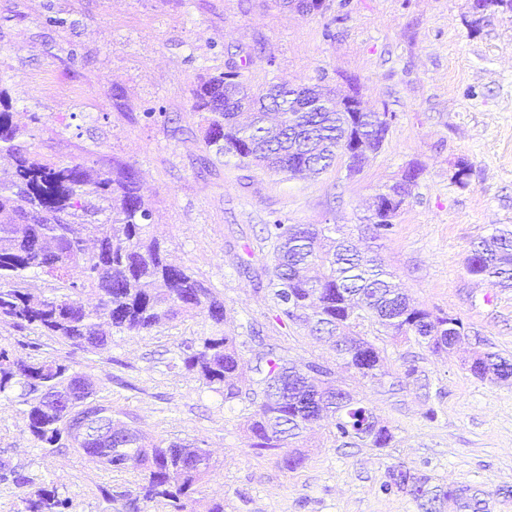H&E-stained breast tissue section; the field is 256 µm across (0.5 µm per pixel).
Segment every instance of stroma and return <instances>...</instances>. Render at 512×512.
I'll list each match as a JSON object with an SVG mask.
<instances>
[{
	"instance_id": "35a3bbf8",
	"label": "stroma",
	"mask_w": 512,
	"mask_h": 512,
	"mask_svg": "<svg viewBox=\"0 0 512 512\" xmlns=\"http://www.w3.org/2000/svg\"><path fill=\"white\" fill-rule=\"evenodd\" d=\"M327 4L302 16L279 0H0V86L46 158L137 171L170 262L204 279L224 300V330L246 338L244 373L270 344L296 364L328 366L337 387L390 426L389 447L341 446L323 420L300 441L306 461L296 470L256 454L244 430L249 403H225L176 364L182 344L212 331L200 314L145 336L113 333L104 350L0 321V346L40 340L44 355L67 360L151 442L204 441L214 468L201 499L225 512H421L411 497L380 490L398 462L489 493L491 512H512V494H503L512 491V380L479 379L465 366L485 349L512 359V289L466 268L473 242L512 230V11L479 13L473 0ZM231 61L256 90L281 81L357 87L365 108L393 115L382 149L360 173L348 174L341 156L308 179L205 162L191 90ZM461 162L470 166L462 183ZM411 168L421 171L416 186L391 231L374 237L373 196ZM277 220L345 227L412 302L461 319V345L434 355L367 321L360 334L380 349L386 374L354 378L329 342L276 320L259 275L272 257L263 227ZM410 364L418 378L406 382ZM0 466L56 488L75 512H108L103 490L138 483L132 469L40 451L22 405L4 398Z\"/></svg>"
}]
</instances>
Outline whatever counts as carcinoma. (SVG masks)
Listing matches in <instances>:
<instances>
[{
  "instance_id": "1",
  "label": "carcinoma",
  "mask_w": 512,
  "mask_h": 512,
  "mask_svg": "<svg viewBox=\"0 0 512 512\" xmlns=\"http://www.w3.org/2000/svg\"><path fill=\"white\" fill-rule=\"evenodd\" d=\"M192 108L203 118L202 142L215 158H234L241 166L261 163L276 174L302 178L330 168L336 155L355 139L369 151L381 148L387 134L360 112H339L334 90L318 84L290 88L272 83L255 94L237 71L222 72L192 89ZM11 102L0 89V155L12 160L0 170V320L67 344L104 349L112 331L140 335L166 320L192 314L208 316L215 331L186 344L178 361L204 384L254 407L245 426L248 447L272 451L277 463L293 471L305 462L296 446L308 427L329 414L335 440L345 446L389 447L390 427L351 392L332 385V372L311 361L300 368L269 349L247 379L240 372L245 342L221 329L224 299L188 269L169 263L165 249L150 234L151 211L139 192L137 174L126 165L112 173L81 162H55L33 150L26 129L13 122ZM413 170L401 198L377 213L372 226L386 235L416 185ZM273 241L272 263L265 269L268 291L280 314L301 321L313 335H327L349 347L347 370L362 380L385 375L379 350L356 331L372 319L393 338L414 339L433 353L452 349L459 337L448 329V315L416 306L393 283L382 260L360 255L334 224H267ZM467 270L502 288H512V230L482 240L467 260ZM48 277L41 296L30 292L29 278ZM98 304L85 306L86 291ZM20 350L0 347V397L20 399L27 427L37 447L48 452L74 449L114 471L131 462L140 468L135 490H102L115 512H141V504L161 497L172 512H196L202 480L213 468L204 442L148 444L140 429L122 444L95 442L77 448L72 419L90 412L122 426L112 406L91 399L71 408L55 399L73 391L81 375L58 358L41 355L37 341ZM468 370L480 378H512V361L495 352L469 359ZM0 481L18 488L34 480L5 470ZM384 494L410 496L423 512L430 503L442 508L455 500L462 512H489L485 492L470 486L436 484L433 478L403 464L389 467L380 486ZM22 512H74L71 499L54 487L24 493Z\"/></svg>"
}]
</instances>
